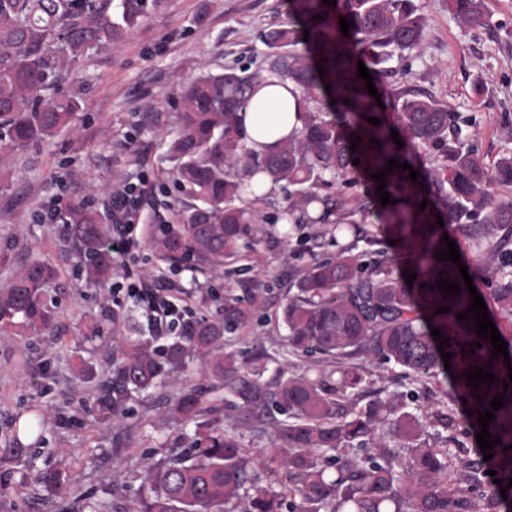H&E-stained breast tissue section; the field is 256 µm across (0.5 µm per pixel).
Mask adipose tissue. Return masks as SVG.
Returning <instances> with one entry per match:
<instances>
[{
	"mask_svg": "<svg viewBox=\"0 0 512 512\" xmlns=\"http://www.w3.org/2000/svg\"><path fill=\"white\" fill-rule=\"evenodd\" d=\"M297 100L279 84L263 88L249 103L244 124L250 135L249 145L261 151L299 127Z\"/></svg>",
	"mask_w": 512,
	"mask_h": 512,
	"instance_id": "1",
	"label": "adipose tissue"
}]
</instances>
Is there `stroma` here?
Returning <instances> with one entry per match:
<instances>
[{
    "mask_svg": "<svg viewBox=\"0 0 512 512\" xmlns=\"http://www.w3.org/2000/svg\"><path fill=\"white\" fill-rule=\"evenodd\" d=\"M487 2L491 29L465 32L447 0H416L426 19L421 55L393 63L386 84L425 92L453 111L475 117L477 154L490 167L512 151V135L501 124L503 115H512V0ZM287 20V0H167L121 43L76 63L65 86L68 94L83 100L74 128L11 157L0 178V287L33 259L50 263L57 271L49 287L56 322L52 329L22 338L0 335V446L14 419L36 411L44 420L41 443L23 460L29 481L0 498V512H37L45 492L34 476L48 464L72 472V497L90 492L112 512H122L140 492L146 464L187 447L191 426L167 415L184 389L199 388L217 426L230 425L222 382L202 375L194 364L130 400L120 427L97 416L94 385L77 381L73 371L84 359L105 375L112 342L87 341L85 325L101 303L133 308L129 290L140 279L170 287L173 297L205 317L214 314L215 306L198 304L202 292L259 290L253 322L226 338L228 350L253 363L285 336L281 306L294 280L315 258L351 246L365 260L381 256L393 272L401 271L392 245L378 251L354 243L349 234L325 242L322 225L284 223L288 192L283 188L256 210L262 227L259 242L246 248V260L225 265L223 275L193 263L170 267L149 246L143 225L168 223L173 209L189 200L175 186L167 159L178 132L182 86L204 69L262 65L268 52L264 33ZM138 179L145 181L147 194L140 208L142 227L135 232L134 275L124 277L118 269L107 287L86 286L60 216L76 201L111 214L113 185ZM381 389L403 396L416 414L428 399L444 396L457 418L466 415L461 394L442 378L427 384L384 364L372 368L362 403Z\"/></svg>",
    "mask_w": 512,
    "mask_h": 512,
    "instance_id": "35a3bbf8",
    "label": "stroma"
}]
</instances>
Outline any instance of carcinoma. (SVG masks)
<instances>
[{"label": "carcinoma", "mask_w": 512, "mask_h": 512, "mask_svg": "<svg viewBox=\"0 0 512 512\" xmlns=\"http://www.w3.org/2000/svg\"><path fill=\"white\" fill-rule=\"evenodd\" d=\"M164 3L0 0V175L15 151L72 126L80 102L62 95L60 87L74 63L121 41ZM448 9L465 29L491 27L487 0H448ZM317 14L321 18L312 19ZM342 17L354 23L347 37L340 29ZM425 27L415 0H336L334 6L322 0H288V23L265 36L264 68L207 71L182 87L179 131L169 144L168 160L177 185L189 191L192 202L174 210L173 223L147 225V240L161 259L173 267L196 262L214 272L241 259L242 247L259 233L255 205L270 197L255 180L264 175L288 188V212L297 214V224L306 223L314 201L323 205L317 219L321 224L355 204L352 211L386 226L399 243L405 269L416 278L408 286L384 260L365 267L349 248L314 261L282 305L280 317L288 334L251 367L224 351V339L251 323L255 294L224 295L221 308L209 318L184 310L177 336L165 345L154 346L138 336L113 340L112 365L94 399L103 421L118 425L133 395L149 391L196 359L224 380V408L233 419L227 428L214 426L203 393L195 388L180 392L170 414L193 424L189 447L150 464L142 494L124 512H236L242 501L243 512H282L285 505L288 512H512V488L507 487L512 449L504 450L512 446L507 363L501 354L492 357L490 338L474 333V317L456 319L472 298L460 282L458 266L435 256L447 250V225L463 224L477 256L496 263L493 274L512 267V201L499 194L501 187L512 188V152L487 169L477 157L471 119L424 93L392 92L380 82L392 72L391 61L419 51ZM360 61L385 108L357 77ZM273 78L293 84L305 106L298 113L300 129L283 137L274 150L260 153L248 146L240 112ZM369 117L380 124H370ZM393 129L404 142L401 149L392 140ZM357 136L362 141L352 152ZM373 138L382 146L370 143ZM418 149L437 158L438 168L418 169ZM356 158L360 163L354 166ZM392 158L420 170V176L413 182L409 171L398 168L386 174L385 191L398 203L383 207L370 175ZM364 176L369 197L351 202L334 195L336 183L353 185ZM424 199L428 204L421 210ZM62 223L87 285L104 287L117 267L108 225L81 202L69 206ZM55 277L56 269L39 259L12 274L0 288L1 333L22 337L31 329L53 326L56 314L47 292ZM440 278L460 283L461 292L447 297L430 289ZM494 300L502 315L511 318L512 277L498 280ZM440 307L449 312L437 313ZM122 319L120 312L102 307L87 337H100L106 324ZM433 327L449 339L444 347L452 354L448 370ZM476 342L481 347L469 352ZM317 354L338 378L280 370L274 382L262 381L270 363ZM376 363L399 366L419 378L446 375L467 399L472 411L468 423L477 431L478 413L491 410L494 397L506 395L505 407L490 421L489 432L501 439L492 449L494 457L486 461L481 449L461 448L451 465L448 450L425 438L428 426L446 432L454 425L452 409L442 399L427 403L423 421L392 395L360 407L367 372ZM476 366L490 368L492 384L477 389L466 384L463 373ZM275 409L286 419L273 417ZM42 426L36 413L18 421L12 440L0 448V462H20L29 449L27 441L40 440ZM243 429L272 432L277 448L266 456L252 454L241 441ZM258 467L273 476L265 486L256 481ZM490 470L502 483L481 494ZM18 474L16 468L0 465V496L17 490ZM36 481L61 498L72 477L63 468L48 467Z\"/></svg>", "instance_id": "cac0c4a2"}]
</instances>
